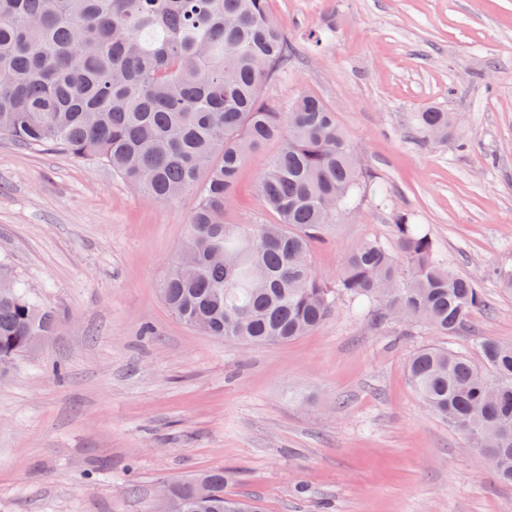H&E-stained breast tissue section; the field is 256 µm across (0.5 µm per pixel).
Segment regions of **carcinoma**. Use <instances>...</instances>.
I'll use <instances>...</instances> for the list:
<instances>
[{
	"label": "carcinoma",
	"instance_id": "carcinoma-1",
	"mask_svg": "<svg viewBox=\"0 0 512 512\" xmlns=\"http://www.w3.org/2000/svg\"><path fill=\"white\" fill-rule=\"evenodd\" d=\"M295 48L267 0H0V137L101 162L135 191L167 203L205 184L188 236L161 288L186 325L247 346L309 334L348 297L381 325L403 318L456 336L482 293L441 263L435 241L397 215L395 248L364 240L336 281L313 270L312 244L369 190L336 117L317 96L288 108L263 94L288 74ZM453 116L415 112L417 134L448 132ZM280 143L257 184L273 224L224 222L249 154ZM56 313L0 265V375L52 335ZM481 363L430 344L407 376L422 402L512 483V344L487 336ZM214 468L167 487V512H259L224 495Z\"/></svg>",
	"mask_w": 512,
	"mask_h": 512
}]
</instances>
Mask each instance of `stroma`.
<instances>
[{
	"label": "stroma",
	"mask_w": 512,
	"mask_h": 512,
	"mask_svg": "<svg viewBox=\"0 0 512 512\" xmlns=\"http://www.w3.org/2000/svg\"><path fill=\"white\" fill-rule=\"evenodd\" d=\"M291 42L329 28L267 96L319 97L362 169L363 197L310 251L335 280L367 238L394 246L397 214L426 224L485 304L455 336L378 328L348 298L311 334L263 347L205 336L160 288L199 201L150 200L108 166L0 138V260L57 330L0 377V512H160L162 484L221 467L260 512H512V486L431 412L406 373L436 343L470 355L512 342V0H268ZM456 113L420 143L414 112ZM279 149L241 166L230 224L274 217L255 185ZM152 335H142L144 326Z\"/></svg>",
	"instance_id": "35a3bbf8"
}]
</instances>
